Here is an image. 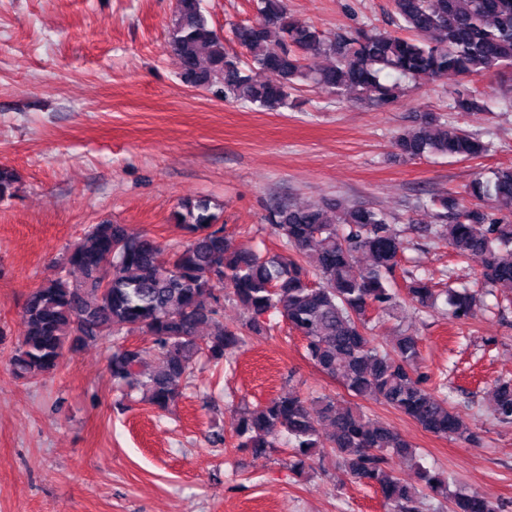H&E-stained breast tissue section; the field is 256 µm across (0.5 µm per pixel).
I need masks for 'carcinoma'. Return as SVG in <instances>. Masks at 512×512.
I'll return each mask as SVG.
<instances>
[{
	"instance_id": "cac0c4a2",
	"label": "carcinoma",
	"mask_w": 512,
	"mask_h": 512,
	"mask_svg": "<svg viewBox=\"0 0 512 512\" xmlns=\"http://www.w3.org/2000/svg\"><path fill=\"white\" fill-rule=\"evenodd\" d=\"M396 33L342 29L323 34L294 18L286 0H256L257 19L232 29L246 58L224 48L210 26L201 0H177L168 47L182 65V80L194 87L221 85L224 99L248 102L266 111L289 106L291 91L310 84L337 96L368 94L383 105L394 86L381 82L391 73L418 83L448 73L477 78L512 70V0H393ZM334 59L317 68L312 59ZM452 112L490 111L489 99L473 91L450 99ZM400 155L471 160L488 145L439 116L426 114L396 141ZM18 191V176L0 166V200ZM474 203L453 194L440 199L447 223L427 231L448 239L456 256H478L481 280L512 295V167L475 178L467 189ZM189 234L184 244L165 250L124 224H94L65 255L63 265L80 273L72 283L50 279L27 297L22 333L10 364L16 377L34 379L58 370L65 351L90 343L107 348L113 383L146 391L148 401L166 410L180 396L200 356L231 362L243 330L262 334L265 316L280 313L305 340L306 357L350 395L381 401L413 419L423 430L464 443L478 439L440 388L427 387L418 372V337L403 334L391 349L374 343L367 325L371 310L396 304L391 288L405 244L389 217L360 206L335 202L282 205L268 216L274 233L293 254L260 256L230 248L219 216L205 199L186 200L176 213ZM360 255L369 263L359 271ZM250 312L239 326L220 320L224 289ZM408 301L434 307L445 297L448 317L465 322L483 304L469 288L440 290L415 276L406 284ZM208 336H199L200 329ZM144 336L160 357L158 369H144L146 350L124 343ZM495 418L512 423V380L493 386ZM237 447L264 455L288 437L290 468L302 472L316 455L336 459L349 479L376 488L389 512H417L421 490L388 469L392 456H413L412 445L391 426L331 396L287 395L263 407L243 409L234 423ZM421 480L450 502V512H500L476 492H451L442 474L423 470Z\"/></svg>"
}]
</instances>
